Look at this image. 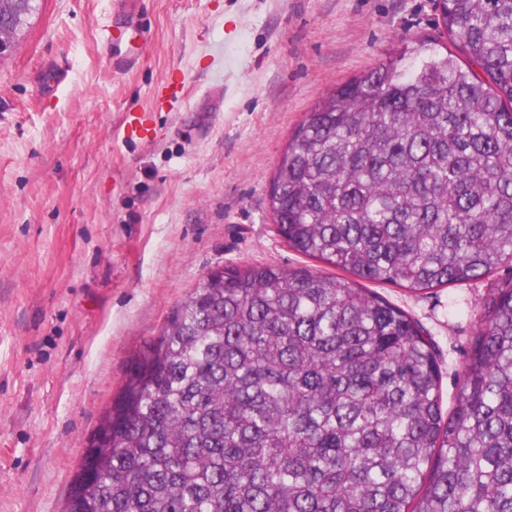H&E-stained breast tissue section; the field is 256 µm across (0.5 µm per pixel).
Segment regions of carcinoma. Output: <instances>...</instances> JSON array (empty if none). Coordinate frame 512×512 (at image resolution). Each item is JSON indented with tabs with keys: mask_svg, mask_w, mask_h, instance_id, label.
<instances>
[{
	"mask_svg": "<svg viewBox=\"0 0 512 512\" xmlns=\"http://www.w3.org/2000/svg\"><path fill=\"white\" fill-rule=\"evenodd\" d=\"M404 46L294 130L279 235L342 275L247 265L194 288L88 439L64 512H512V276L455 404L423 327L366 283L512 266V0H435Z\"/></svg>",
	"mask_w": 512,
	"mask_h": 512,
	"instance_id": "carcinoma-1",
	"label": "carcinoma"
}]
</instances>
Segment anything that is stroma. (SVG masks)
Here are the masks:
<instances>
[{"label":"stroma","instance_id":"obj_1","mask_svg":"<svg viewBox=\"0 0 512 512\" xmlns=\"http://www.w3.org/2000/svg\"><path fill=\"white\" fill-rule=\"evenodd\" d=\"M112 2L39 0L0 59V512H63L132 353L206 273L327 272L276 232L288 140L335 87L443 32L434 0ZM174 74L186 93L155 107V142L123 139L120 113ZM377 290L431 334L451 409L486 281Z\"/></svg>","mask_w":512,"mask_h":512}]
</instances>
